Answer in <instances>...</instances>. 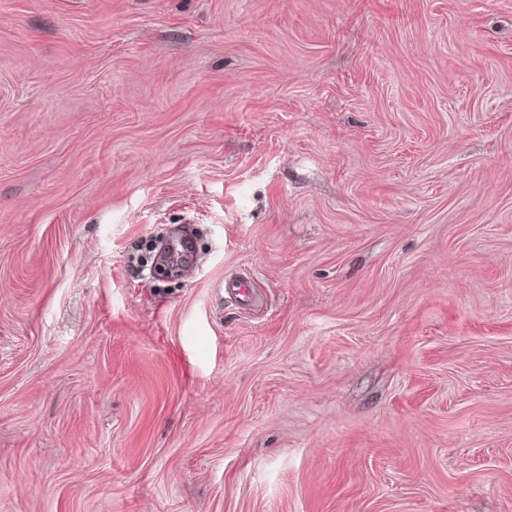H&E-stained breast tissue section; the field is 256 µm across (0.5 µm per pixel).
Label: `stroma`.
I'll return each instance as SVG.
<instances>
[{
    "mask_svg": "<svg viewBox=\"0 0 512 512\" xmlns=\"http://www.w3.org/2000/svg\"><path fill=\"white\" fill-rule=\"evenodd\" d=\"M0 512H512V0H0Z\"/></svg>",
    "mask_w": 512,
    "mask_h": 512,
    "instance_id": "obj_1",
    "label": "stroma"
}]
</instances>
